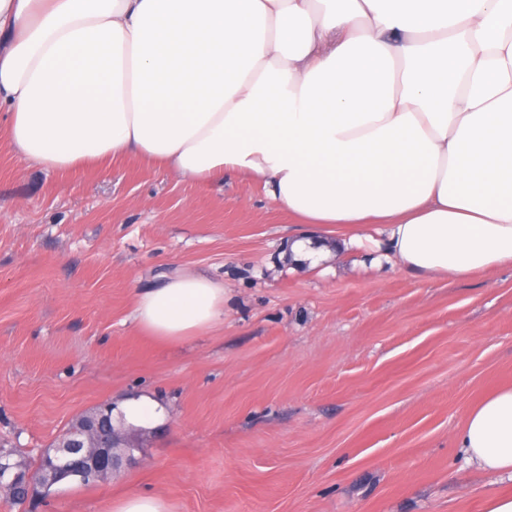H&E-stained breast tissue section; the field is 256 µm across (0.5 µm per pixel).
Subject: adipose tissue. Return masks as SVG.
<instances>
[{"mask_svg":"<svg viewBox=\"0 0 512 512\" xmlns=\"http://www.w3.org/2000/svg\"><path fill=\"white\" fill-rule=\"evenodd\" d=\"M0 138L48 171L135 156L181 180L244 177L377 274L512 268V0H0ZM134 320L178 342L223 325L182 272ZM456 442L512 474V385Z\"/></svg>","mask_w":512,"mask_h":512,"instance_id":"ef3b65f1","label":"adipose tissue"}]
</instances>
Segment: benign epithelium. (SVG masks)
I'll list each match as a JSON object with an SVG mask.
<instances>
[{
  "instance_id": "benign-epithelium-1",
  "label": "benign epithelium",
  "mask_w": 512,
  "mask_h": 512,
  "mask_svg": "<svg viewBox=\"0 0 512 512\" xmlns=\"http://www.w3.org/2000/svg\"><path fill=\"white\" fill-rule=\"evenodd\" d=\"M122 439L113 428L112 408L105 405L73 422L57 438L53 453L45 456L44 477L71 475L84 482H97L116 469L124 457ZM0 488L14 495L34 493L32 473L20 470L12 460L0 459Z\"/></svg>"
}]
</instances>
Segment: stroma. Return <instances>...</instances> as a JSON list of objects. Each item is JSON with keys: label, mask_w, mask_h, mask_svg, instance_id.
I'll list each match as a JSON object with an SVG mask.
<instances>
[{"label": "stroma", "mask_w": 512, "mask_h": 512, "mask_svg": "<svg viewBox=\"0 0 512 512\" xmlns=\"http://www.w3.org/2000/svg\"><path fill=\"white\" fill-rule=\"evenodd\" d=\"M299 228L240 178L182 182L134 156L49 172L0 143V448L36 465L72 418L113 419L133 465L55 485L35 512H482L512 493L457 448L512 383V269L468 281L290 270ZM224 285V325L170 343L133 320L164 272ZM122 412L126 420L132 423H144L157 415L155 404L148 399H141L125 404ZM113 512H169L164 502L149 494L134 493L113 504Z\"/></svg>", "instance_id": "35a3bbf8"}]
</instances>
